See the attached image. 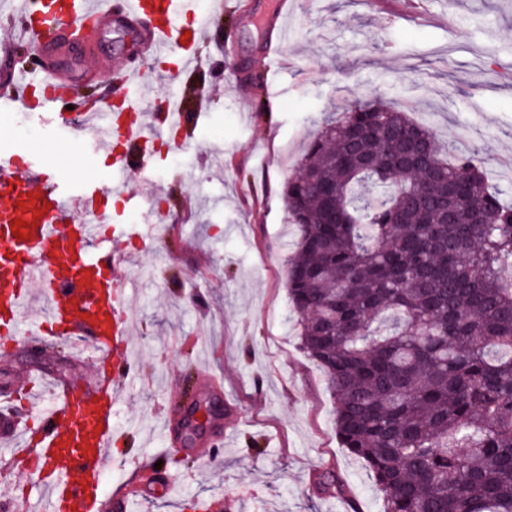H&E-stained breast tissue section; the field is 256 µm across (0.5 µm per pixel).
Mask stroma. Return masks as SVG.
Listing matches in <instances>:
<instances>
[{
	"mask_svg": "<svg viewBox=\"0 0 512 512\" xmlns=\"http://www.w3.org/2000/svg\"><path fill=\"white\" fill-rule=\"evenodd\" d=\"M245 0H222L221 30L195 48L196 69L178 72L161 57L128 60L148 76L150 96L116 92L154 111L166 93L181 91L198 109L192 138L169 139L158 129L157 163L127 170L112 221L136 218L130 198L157 186L165 213L147 220L143 242L127 243L132 259L121 274L129 291L131 346L139 370L113 412L119 434L103 479L123 512H182L187 499L212 512H380L382 501L361 461L341 447L334 405L323 372L299 347L297 318L285 279L287 222L283 185L322 121L337 107L380 99L413 102V120L430 125L451 152L476 151L492 183L512 201V175L497 159L512 151V0H422L411 21L394 0L372 9L365 0H296L281 22L285 40L274 80H267L262 36L243 19ZM237 46L241 90L231 91V62L219 47ZM268 109L256 110L258 101ZM62 168L81 177L101 171L97 156L35 140ZM56 350L67 361L25 360V341L0 345V384L18 409L20 427L35 420L25 409L29 373L64 374L79 383L90 361L65 338ZM222 379L215 402L231 436L221 454L187 445L182 463L149 476L169 442L160 418L185 394L199 396L200 374ZM337 472L347 492L324 497L314 475ZM0 494L37 504V475L21 470L0 448Z\"/></svg>",
	"mask_w": 512,
	"mask_h": 512,
	"instance_id": "1",
	"label": "stroma"
}]
</instances>
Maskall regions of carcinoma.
<instances>
[{
  "mask_svg": "<svg viewBox=\"0 0 512 512\" xmlns=\"http://www.w3.org/2000/svg\"><path fill=\"white\" fill-rule=\"evenodd\" d=\"M338 111L283 191L288 298L338 439L382 512H512V205L406 112ZM313 486L342 492L332 471Z\"/></svg>",
  "mask_w": 512,
  "mask_h": 512,
  "instance_id": "obj_1",
  "label": "carcinoma"
}]
</instances>
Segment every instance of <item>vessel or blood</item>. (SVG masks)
Returning a JSON list of instances; mask_svg holds the SVG:
<instances>
[{
    "label": "vessel or blood",
    "mask_w": 512,
    "mask_h": 512,
    "mask_svg": "<svg viewBox=\"0 0 512 512\" xmlns=\"http://www.w3.org/2000/svg\"><path fill=\"white\" fill-rule=\"evenodd\" d=\"M288 0H277L267 13L270 37L263 57L279 54L273 40ZM125 20L147 18L138 37L144 50L162 53L179 46L177 70L195 58L193 43L211 26V15L195 0H123ZM112 7L101 0H39L38 9L8 14L21 40L40 39L44 60L31 67L26 83L0 86V109L40 94L39 109L47 110L41 130L47 140L79 141L85 129L93 154L137 150L151 160L147 144L156 128L141 112L100 113L69 92L67 73L79 65L85 72L112 69L114 87L142 83L141 71L121 65L120 52L105 49L97 32L111 24ZM190 24H183V17ZM112 192V175L99 173L77 180L34 152L18 154L12 141H0V334L19 336L22 314L39 284L46 302V320L34 331L38 343L76 335L97 363L111 365V374L94 371L82 383L55 382L53 405L40 414L36 429H20L12 412H0V439L12 442L13 456L43 479L46 512H106L102 475L116 436L112 414L135 367L129 351V317L125 282L118 274L121 258L98 224H112L111 238L139 240L137 226L113 224L103 200ZM24 222L15 237L12 220Z\"/></svg>",
    "instance_id": "vessel-or-blood-1"
}]
</instances>
